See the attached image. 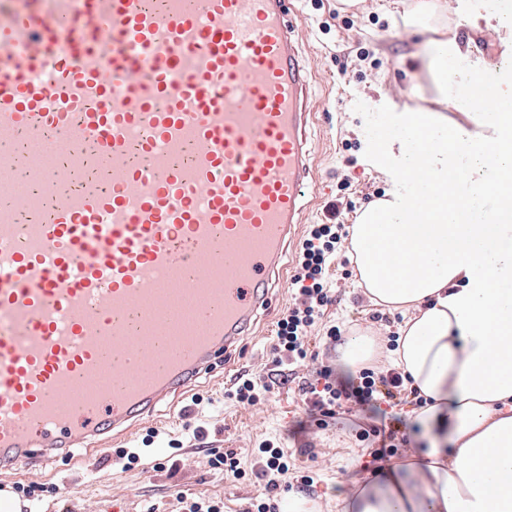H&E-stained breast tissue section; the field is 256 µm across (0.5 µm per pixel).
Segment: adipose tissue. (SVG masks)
I'll use <instances>...</instances> for the list:
<instances>
[{"mask_svg":"<svg viewBox=\"0 0 512 512\" xmlns=\"http://www.w3.org/2000/svg\"><path fill=\"white\" fill-rule=\"evenodd\" d=\"M405 15L430 34L421 68L437 109L411 130L393 117L394 135L370 142L401 176L424 173L430 194L416 204L396 189L372 202L349 247L370 300L409 315L389 359L426 399L415 421L429 446L363 480L350 509L512 512V90L470 94L479 62L449 27L448 0H408ZM448 108L483 113L501 137L473 149ZM452 171L466 189L449 188ZM491 192L499 207L486 214Z\"/></svg>","mask_w":512,"mask_h":512,"instance_id":"1","label":"adipose tissue"}]
</instances>
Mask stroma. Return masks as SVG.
<instances>
[{
    "instance_id": "35a3bbf8",
    "label": "stroma",
    "mask_w": 512,
    "mask_h": 512,
    "mask_svg": "<svg viewBox=\"0 0 512 512\" xmlns=\"http://www.w3.org/2000/svg\"><path fill=\"white\" fill-rule=\"evenodd\" d=\"M380 2L296 0L290 13L293 36L309 61L310 81L317 92L316 115L308 132L310 176L304 197L309 225L325 220L334 202L339 205V223L353 224L370 201L397 188L392 167L378 168L366 134L391 115L435 108L422 90L415 59L422 34L401 14L381 11ZM448 19L460 22V35L472 37V56L484 72L499 63L512 65V28H498L496 20L488 19L481 0H448ZM356 279L354 264L336 269L332 300L314 330L315 366L327 365L340 374L347 368L337 360L335 340L327 336L330 327H339L346 335L362 330L384 350L390 333L404 322L401 312L371 303ZM274 329V322L260 319L242 357L198 378L191 391L181 394L182 406L196 394L205 400L209 435L196 453L186 451L195 442V419L169 425L170 409L160 407L129 446L139 454V466L125 468L115 447L89 445L74 462L47 464L43 475L31 477L35 512H179L181 492L221 500L224 512H250L253 503L263 500L267 483L252 450L266 439L280 442L291 453L294 493L320 499L324 512H347L353 482L377 471L368 442L358 437L369 427V416L343 414L323 429L307 425L308 405L300 387L315 380V366L297 368L277 382L262 405H243L225 396L226 380L244 372H269ZM214 450L234 453L244 477L213 469L209 458ZM305 475L312 477V484H302ZM62 481L76 488L70 499H60L54 492Z\"/></svg>"
}]
</instances>
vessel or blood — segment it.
I'll return each instance as SVG.
<instances>
[{"mask_svg":"<svg viewBox=\"0 0 512 512\" xmlns=\"http://www.w3.org/2000/svg\"><path fill=\"white\" fill-rule=\"evenodd\" d=\"M312 101L288 0H0V195L50 202L0 211V472L130 434L271 313Z\"/></svg>","mask_w":512,"mask_h":512,"instance_id":"1","label":"vessel or blood"}]
</instances>
